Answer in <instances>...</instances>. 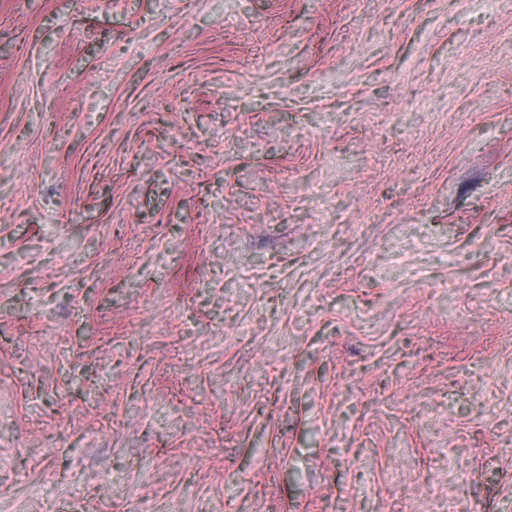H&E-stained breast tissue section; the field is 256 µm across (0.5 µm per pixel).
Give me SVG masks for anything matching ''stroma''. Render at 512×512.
<instances>
[{
    "mask_svg": "<svg viewBox=\"0 0 512 512\" xmlns=\"http://www.w3.org/2000/svg\"><path fill=\"white\" fill-rule=\"evenodd\" d=\"M0 512H512V0H0Z\"/></svg>",
    "mask_w": 512,
    "mask_h": 512,
    "instance_id": "1",
    "label": "stroma"
}]
</instances>
